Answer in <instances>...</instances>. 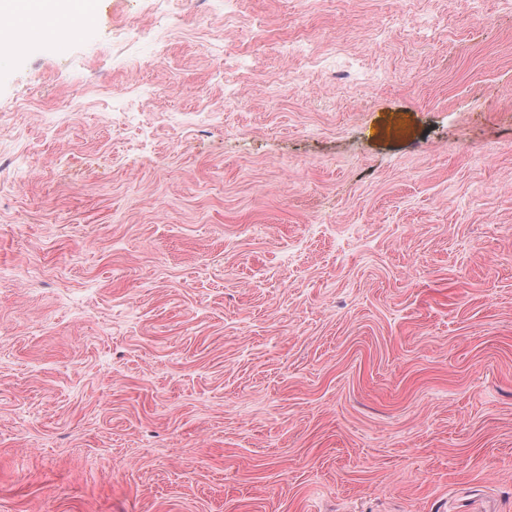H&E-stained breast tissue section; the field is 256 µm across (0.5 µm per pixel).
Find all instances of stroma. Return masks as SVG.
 <instances>
[{"instance_id":"35a3bbf8","label":"stroma","mask_w":512,"mask_h":512,"mask_svg":"<svg viewBox=\"0 0 512 512\" xmlns=\"http://www.w3.org/2000/svg\"><path fill=\"white\" fill-rule=\"evenodd\" d=\"M0 512H512V0H91L0 60ZM170 28V21L167 18H162L157 22L153 29L147 32L137 28H127L118 30L114 35L115 38L126 42L138 43L141 45L148 43L155 47V45L164 37ZM324 63L325 67L336 64V68H345L352 72L357 82L363 84H373L382 81V76L375 71H372L355 58H347L346 56L336 54V57H330L328 59L318 61Z\"/></svg>"}]
</instances>
